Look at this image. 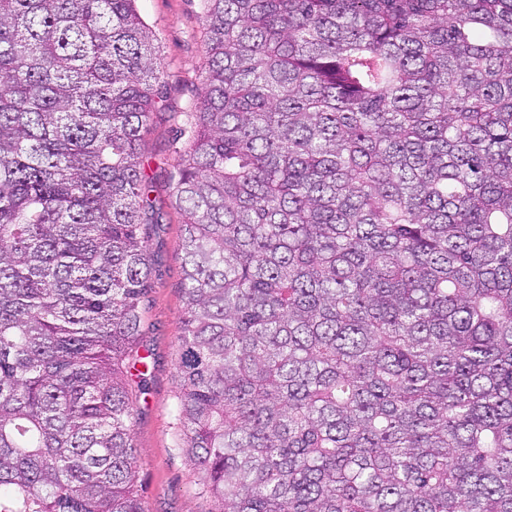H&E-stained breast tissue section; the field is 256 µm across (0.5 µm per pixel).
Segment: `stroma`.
<instances>
[{
	"label": "stroma",
	"mask_w": 512,
	"mask_h": 512,
	"mask_svg": "<svg viewBox=\"0 0 512 512\" xmlns=\"http://www.w3.org/2000/svg\"><path fill=\"white\" fill-rule=\"evenodd\" d=\"M160 42V90L144 134L149 197L159 216L150 257L157 269L143 301L142 342L153 354L146 390L135 401L138 490L146 512H214L205 476L182 446L177 374L182 332L181 230L172 196L186 138L182 131L202 92V0H137Z\"/></svg>",
	"instance_id": "stroma-1"
}]
</instances>
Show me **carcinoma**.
Here are the masks:
<instances>
[{
    "label": "carcinoma",
    "mask_w": 512,
    "mask_h": 512,
    "mask_svg": "<svg viewBox=\"0 0 512 512\" xmlns=\"http://www.w3.org/2000/svg\"><path fill=\"white\" fill-rule=\"evenodd\" d=\"M137 0H0V512H146ZM178 421L217 512H512V0H202Z\"/></svg>",
    "instance_id": "carcinoma-1"
}]
</instances>
